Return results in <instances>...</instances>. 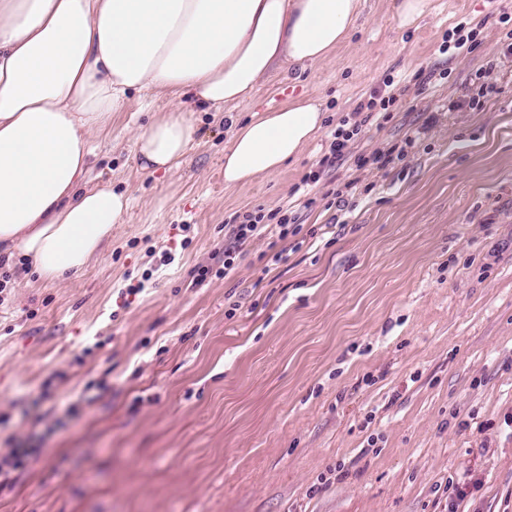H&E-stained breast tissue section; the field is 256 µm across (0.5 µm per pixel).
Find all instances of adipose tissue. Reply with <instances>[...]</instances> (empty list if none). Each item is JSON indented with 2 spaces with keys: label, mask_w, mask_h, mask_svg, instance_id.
I'll return each mask as SVG.
<instances>
[{
  "label": "adipose tissue",
  "mask_w": 512,
  "mask_h": 512,
  "mask_svg": "<svg viewBox=\"0 0 512 512\" xmlns=\"http://www.w3.org/2000/svg\"><path fill=\"white\" fill-rule=\"evenodd\" d=\"M365 0H0V257L40 279L77 273L112 240L126 192L87 188L91 138L129 92L168 99L134 139L143 172L177 169L197 142L190 105L222 111L274 72L327 60ZM316 99L254 113L224 149L235 188L296 160L323 128Z\"/></svg>",
  "instance_id": "ef3b65f1"
}]
</instances>
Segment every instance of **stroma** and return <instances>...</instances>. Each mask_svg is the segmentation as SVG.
Returning a JSON list of instances; mask_svg holds the SVG:
<instances>
[{"label":"stroma","mask_w":512,"mask_h":512,"mask_svg":"<svg viewBox=\"0 0 512 512\" xmlns=\"http://www.w3.org/2000/svg\"><path fill=\"white\" fill-rule=\"evenodd\" d=\"M490 13L508 19L471 54L439 53ZM510 32L512 0H434L409 31L391 0H365L326 61L272 73L232 112L194 107L197 144L163 177L139 170L133 137L168 102L131 94L87 176L131 198L111 243L60 282L10 267L0 456L38 453L0 512H444L449 481L472 478L459 512H512ZM490 61L499 94L448 110ZM400 77L399 105L318 184L299 232L252 243L221 276L226 221L287 200L325 140L228 189L233 127L303 96L331 129ZM393 146L387 166L357 169Z\"/></svg>","instance_id":"stroma-1"}]
</instances>
